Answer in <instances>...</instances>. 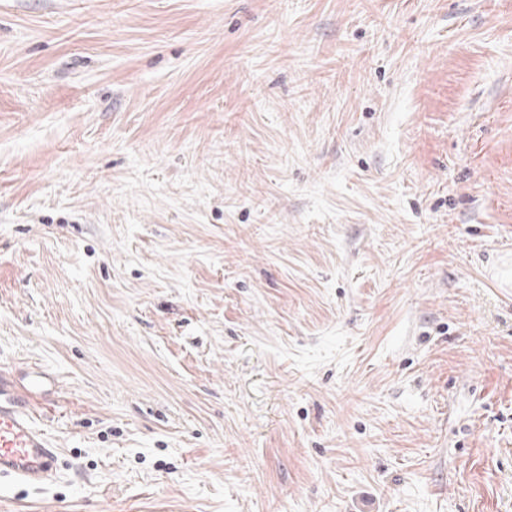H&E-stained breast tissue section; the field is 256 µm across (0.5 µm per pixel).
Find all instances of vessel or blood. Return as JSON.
<instances>
[{"label": "vessel or blood", "instance_id": "b4317fda", "mask_svg": "<svg viewBox=\"0 0 512 512\" xmlns=\"http://www.w3.org/2000/svg\"><path fill=\"white\" fill-rule=\"evenodd\" d=\"M54 385L53 378L35 368L26 375L24 391H17L8 373L0 370V478L40 488L59 476L58 453L23 398L40 394Z\"/></svg>", "mask_w": 512, "mask_h": 512}]
</instances>
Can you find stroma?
I'll use <instances>...</instances> for the list:
<instances>
[{
    "instance_id": "1",
    "label": "stroma",
    "mask_w": 512,
    "mask_h": 512,
    "mask_svg": "<svg viewBox=\"0 0 512 512\" xmlns=\"http://www.w3.org/2000/svg\"><path fill=\"white\" fill-rule=\"evenodd\" d=\"M0 512H512V0H0ZM57 448L6 373L0 369V478L40 488L59 476Z\"/></svg>"
}]
</instances>
